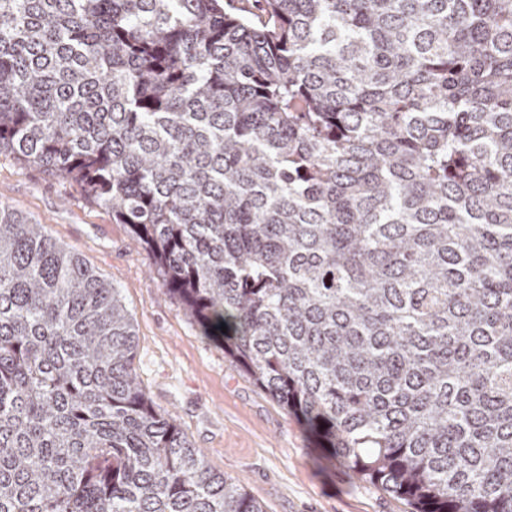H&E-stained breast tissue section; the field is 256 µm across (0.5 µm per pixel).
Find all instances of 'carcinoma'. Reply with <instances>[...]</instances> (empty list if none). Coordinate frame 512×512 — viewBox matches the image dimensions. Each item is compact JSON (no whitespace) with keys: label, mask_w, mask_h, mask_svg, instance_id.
I'll return each mask as SVG.
<instances>
[{"label":"carcinoma","mask_w":512,"mask_h":512,"mask_svg":"<svg viewBox=\"0 0 512 512\" xmlns=\"http://www.w3.org/2000/svg\"><path fill=\"white\" fill-rule=\"evenodd\" d=\"M263 8L0 0V155L129 225L329 457L512 512V0ZM134 351L117 289L0 207V512H264Z\"/></svg>","instance_id":"cac0c4a2"}]
</instances>
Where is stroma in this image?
<instances>
[{"label":"stroma","mask_w":512,"mask_h":512,"mask_svg":"<svg viewBox=\"0 0 512 512\" xmlns=\"http://www.w3.org/2000/svg\"><path fill=\"white\" fill-rule=\"evenodd\" d=\"M0 205L42 224L119 288L134 319V366L156 411L172 415L210 468L267 512H410L329 458L307 427L202 335L163 288L129 225L90 203L79 181L0 155Z\"/></svg>","instance_id":"stroma-1"}]
</instances>
